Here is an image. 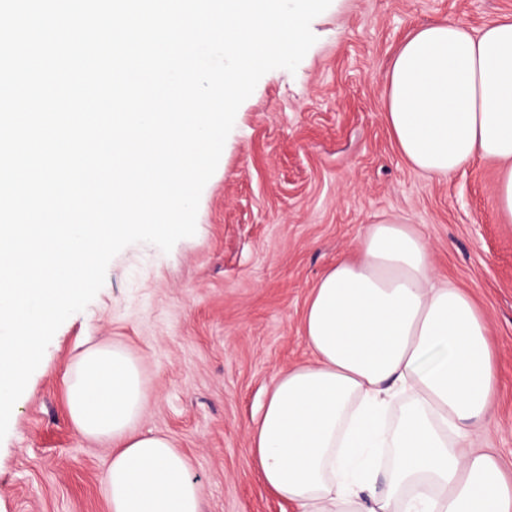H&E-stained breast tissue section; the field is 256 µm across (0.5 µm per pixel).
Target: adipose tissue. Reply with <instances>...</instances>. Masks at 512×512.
<instances>
[{
  "label": "adipose tissue",
  "mask_w": 512,
  "mask_h": 512,
  "mask_svg": "<svg viewBox=\"0 0 512 512\" xmlns=\"http://www.w3.org/2000/svg\"><path fill=\"white\" fill-rule=\"evenodd\" d=\"M386 84L383 110L410 165L443 178L477 157L500 163L497 209L512 223V18L418 29ZM303 330L311 360L278 374L249 428L266 488L298 512H512V479L467 439L498 392L485 318L436 280L410 225H368L355 256L313 288ZM65 380L74 429L112 444L110 512H201L189 458L132 430L144 395L125 351L91 348Z\"/></svg>",
  "instance_id": "obj_1"
}]
</instances>
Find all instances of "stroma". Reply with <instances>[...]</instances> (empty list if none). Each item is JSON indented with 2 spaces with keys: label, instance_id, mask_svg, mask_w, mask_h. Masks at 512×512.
<instances>
[{
  "label": "stroma",
  "instance_id": "1",
  "mask_svg": "<svg viewBox=\"0 0 512 512\" xmlns=\"http://www.w3.org/2000/svg\"><path fill=\"white\" fill-rule=\"evenodd\" d=\"M505 15L512 0H332L296 71L266 73L239 107L195 235L167 253L125 247L56 331L0 441V512H109L112 445L71 427L63 380L103 344L137 364L146 407L134 430L167 435L189 458L202 512H295L260 483L248 429L276 374L310 357L302 322L316 283L388 218L413 225L438 278L486 316L499 391L479 444L511 472L512 223L497 211L499 165L427 176L400 154L382 108L409 34Z\"/></svg>",
  "mask_w": 512,
  "mask_h": 512
}]
</instances>
